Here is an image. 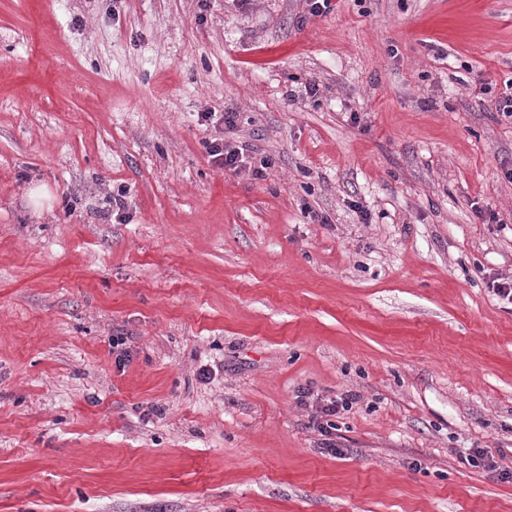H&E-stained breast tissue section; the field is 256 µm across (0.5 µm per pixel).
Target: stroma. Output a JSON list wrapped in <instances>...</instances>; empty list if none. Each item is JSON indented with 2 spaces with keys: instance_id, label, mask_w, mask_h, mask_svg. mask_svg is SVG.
I'll list each match as a JSON object with an SVG mask.
<instances>
[{
  "instance_id": "1",
  "label": "stroma",
  "mask_w": 512,
  "mask_h": 512,
  "mask_svg": "<svg viewBox=\"0 0 512 512\" xmlns=\"http://www.w3.org/2000/svg\"><path fill=\"white\" fill-rule=\"evenodd\" d=\"M510 79L512 0H0V512H512ZM245 150L243 146L237 148L223 143L219 145L215 142L209 146V154L213 157L214 162L225 170L233 171H236L244 162ZM300 402L310 406V399L312 400V410L310 425L314 432H317L320 439L321 448H329L335 450L336 448V423L330 419L335 417L341 411H348L352 408L353 403L358 402L359 396L355 393H342L336 394L334 397L319 398L316 397L310 389L303 390L301 395L298 396Z\"/></svg>"
}]
</instances>
